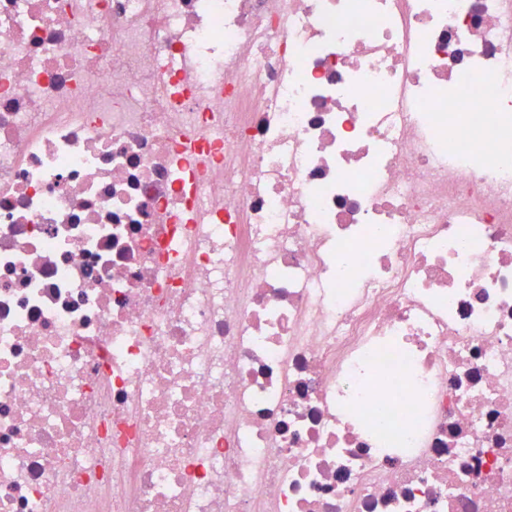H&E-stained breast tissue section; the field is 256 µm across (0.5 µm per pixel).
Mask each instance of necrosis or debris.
Segmentation results:
<instances>
[{"label": "necrosis or debris", "instance_id": "obj_1", "mask_svg": "<svg viewBox=\"0 0 512 512\" xmlns=\"http://www.w3.org/2000/svg\"><path fill=\"white\" fill-rule=\"evenodd\" d=\"M0 512H512V0H0Z\"/></svg>", "mask_w": 512, "mask_h": 512}]
</instances>
